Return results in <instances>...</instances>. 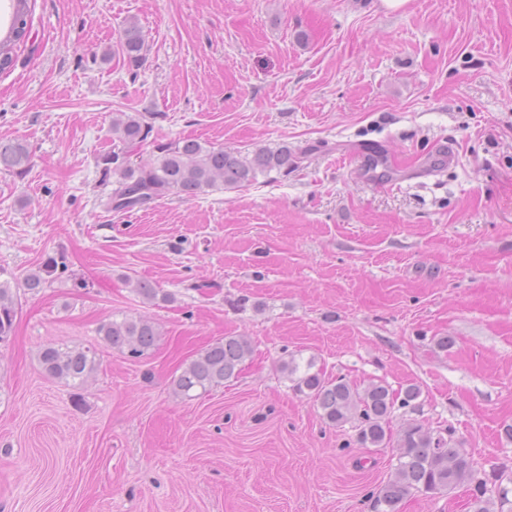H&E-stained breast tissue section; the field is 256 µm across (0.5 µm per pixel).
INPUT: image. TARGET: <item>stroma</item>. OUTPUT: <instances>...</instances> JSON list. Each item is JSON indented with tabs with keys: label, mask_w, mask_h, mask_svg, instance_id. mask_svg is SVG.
<instances>
[{
	"label": "stroma",
	"mask_w": 512,
	"mask_h": 512,
	"mask_svg": "<svg viewBox=\"0 0 512 512\" xmlns=\"http://www.w3.org/2000/svg\"><path fill=\"white\" fill-rule=\"evenodd\" d=\"M131 18L137 66L118 50ZM29 30L0 74V141L32 150L24 175L0 171V277L59 251L69 274L21 295L0 346V512H370L391 449L326 425L280 374L289 354L361 388L419 385L392 429H452L512 489V0H31ZM117 112L153 127L136 166L178 138L305 157L115 212L98 158ZM115 315L161 326L148 358L101 340ZM226 336L254 344L238 377L175 396ZM49 343L96 348L80 393L42 371ZM467 501L461 486L400 512Z\"/></svg>",
	"instance_id": "35a3bbf8"
}]
</instances>
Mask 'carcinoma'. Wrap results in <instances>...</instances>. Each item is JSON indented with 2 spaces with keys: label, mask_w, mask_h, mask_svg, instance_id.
Returning a JSON list of instances; mask_svg holds the SVG:
<instances>
[{
  "label": "carcinoma",
  "mask_w": 512,
  "mask_h": 512,
  "mask_svg": "<svg viewBox=\"0 0 512 512\" xmlns=\"http://www.w3.org/2000/svg\"><path fill=\"white\" fill-rule=\"evenodd\" d=\"M12 21L0 37V72L14 66L18 50L29 39L30 0H11ZM120 47L129 62L137 63L146 46L138 22L130 20L120 35ZM152 131L138 112H117L112 117L115 149L100 156L103 176H116V187L108 200L116 212L132 211L170 194L198 196L221 184L241 187L256 180L257 174H288L299 167L301 156L286 144L260 148L241 155L201 143L177 139L156 145L153 161L141 168L131 165L130 156ZM30 165V151L23 141L0 143V170L24 173ZM68 270L62 252L47 256L19 280H0V343L9 340L19 310L18 290L38 292L61 278ZM136 293L150 303L171 302L173 295L148 281H135ZM101 339L114 348L127 349L139 359L150 354L161 336L153 321L124 316L110 319L98 328ZM244 336H226L201 350L174 377L171 386L177 396L206 393L237 377L241 365L253 354ZM38 363L44 373L76 390L100 365L91 347L51 343L40 348ZM279 371L294 392L313 401L321 419L329 426L354 424L357 442L364 448H390L396 458L394 478L372 494V512H397L399 503L414 494H447L460 486L471 492L472 512H494V502L508 500V491L496 487L499 477L475 466L464 449L450 444L443 435L419 423L407 424L392 436L389 421L395 411L412 406L421 390L410 385L400 392L387 385L371 383L360 390L342 377L330 378L317 367L314 357L304 360L294 354L279 362Z\"/></svg>",
  "instance_id": "cac0c4a2"
}]
</instances>
